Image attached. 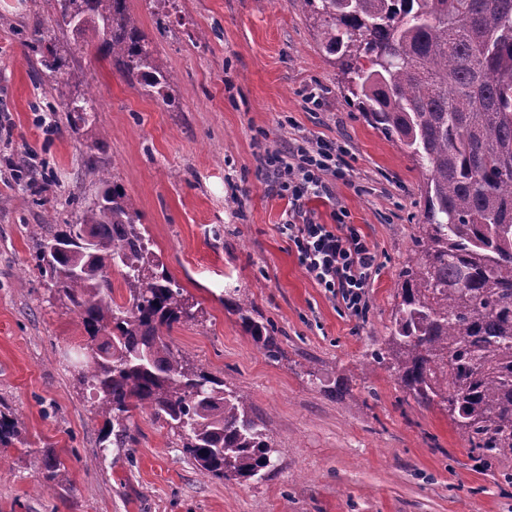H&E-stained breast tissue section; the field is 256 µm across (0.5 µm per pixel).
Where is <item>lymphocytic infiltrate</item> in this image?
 <instances>
[{"instance_id":"obj_1","label":"lymphocytic infiltrate","mask_w":512,"mask_h":512,"mask_svg":"<svg viewBox=\"0 0 512 512\" xmlns=\"http://www.w3.org/2000/svg\"><path fill=\"white\" fill-rule=\"evenodd\" d=\"M263 164L276 172L278 191L291 205V218L281 232L294 244L306 276L338 298L350 315L362 316L379 268L374 246L355 225L319 223L305 207L309 197L331 196L333 181L345 179L336 147L306 141L288 152L268 154Z\"/></svg>"}]
</instances>
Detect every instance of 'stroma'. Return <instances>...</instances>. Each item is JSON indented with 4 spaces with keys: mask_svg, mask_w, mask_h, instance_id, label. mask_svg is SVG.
Instances as JSON below:
<instances>
[{
    "mask_svg": "<svg viewBox=\"0 0 512 512\" xmlns=\"http://www.w3.org/2000/svg\"><path fill=\"white\" fill-rule=\"evenodd\" d=\"M127 6L172 75L166 98L75 53V33L48 26L54 0H0V406L30 443L0 446V512H512V457L476 467L447 411L366 365L414 257L425 172L347 102L312 19L288 0ZM44 27L46 47L84 74L96 126L46 108L54 76L31 40ZM305 139L342 146L348 174L308 210L322 224L345 212L378 254L360 318L309 280L280 232L290 207L261 159ZM103 171L195 314L167 342L268 424L275 465L263 478L198 469L144 411L131 447L101 448L104 421L67 359L88 336L35 269L32 229L92 202ZM238 296L271 325L277 358L227 306ZM49 457L65 464L50 488Z\"/></svg>",
    "mask_w": 512,
    "mask_h": 512,
    "instance_id": "obj_1",
    "label": "stroma"
}]
</instances>
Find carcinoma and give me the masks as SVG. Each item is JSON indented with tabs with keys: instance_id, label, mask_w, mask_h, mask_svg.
<instances>
[{
	"instance_id": "carcinoma-1",
	"label": "carcinoma",
	"mask_w": 512,
	"mask_h": 512,
	"mask_svg": "<svg viewBox=\"0 0 512 512\" xmlns=\"http://www.w3.org/2000/svg\"><path fill=\"white\" fill-rule=\"evenodd\" d=\"M127 0L55 4L53 25H99L96 52L148 94L169 102ZM338 57L347 91L369 123L428 172L420 186L416 260L402 273L391 336L367 365L384 368L420 405H441L484 461L512 456V0H290ZM62 104L84 75L50 53ZM98 201L56 228L39 224L35 267L72 306L97 354L76 351L77 380L95 394L102 442L128 448L139 409L180 438L201 470L249 480L273 466L267 424L248 398L175 353L163 332L194 318L184 287L154 259L152 240L123 189L100 174ZM129 298L116 302L112 273ZM233 312L268 356L276 338L245 299ZM29 443L0 414V444Z\"/></svg>"
}]
</instances>
